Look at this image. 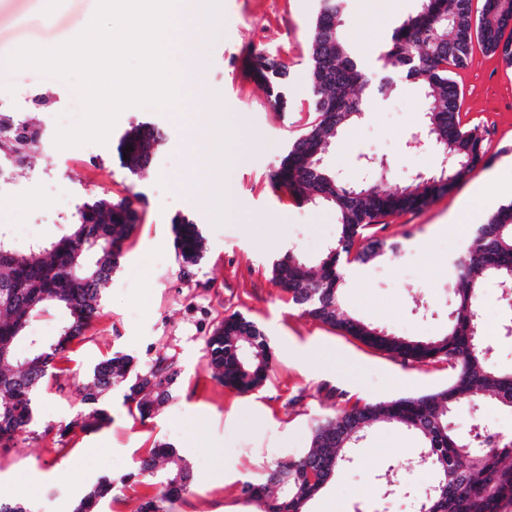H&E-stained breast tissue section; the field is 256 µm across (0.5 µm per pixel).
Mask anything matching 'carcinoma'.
<instances>
[{"mask_svg": "<svg viewBox=\"0 0 512 512\" xmlns=\"http://www.w3.org/2000/svg\"><path fill=\"white\" fill-rule=\"evenodd\" d=\"M346 0H318L308 40L314 113L305 128L290 138L278 165L269 173L271 187L301 204L331 207L336 212V240L313 269L288 249L271 262L272 280L286 292L301 314L332 326L386 352L402 363L448 365V385L419 396L354 404L318 421L308 449L266 467L257 482H246L242 494L258 512H306L309 501L350 462L353 448L379 424L411 431L423 440L420 456L434 474L431 488L418 496L420 512H507L512 506V437L489 451L464 448L472 438L458 436L450 415L462 399L512 408V371L493 368L488 343L480 332L481 285L487 278L512 280V203L484 217L471 235L450 284L454 309L445 334L430 339L400 336L347 313L341 302L345 265L367 264L397 245L376 238L370 229L390 216L418 212L448 193L485 158L486 145L459 116L460 92L452 70L465 67L471 44L498 55L512 67V37L504 31L512 19L505 0H483L474 13L473 0H419L403 18L377 56L372 71L353 56L342 33ZM249 75L262 86L271 106L288 110V65L254 49ZM413 80L425 99L420 133L413 151L430 149L450 155L447 170L417 177L396 192L341 177L326 162V149L346 126L364 112L366 91L386 96L401 79ZM38 127L11 112H0V166L20 169L36 156ZM166 144L165 133L151 121H139L117 139L116 154L132 175L148 169ZM134 193L120 199L94 197L77 207L66 231L57 239L34 242L17 251L0 235V448H12L17 437L32 442L48 438L66 450L69 438L91 433L112 420L107 397L119 391L129 411L145 420L174 398L181 375L177 360L158 350L142 365L115 352L100 360L76 388L78 409L65 421L37 424L35 403L50 376L70 372L69 352L96 319L103 291L125 255V244L140 221ZM173 247L183 277L202 258L205 239L200 225L186 216L172 219ZM49 307L62 313L56 336L31 334L34 319ZM212 377L240 393L261 386L273 363L263 330L241 313L222 320L204 338ZM151 481L155 493L135 512H172L189 493L192 475L173 446L160 442L147 450L133 477ZM288 481V494L270 495ZM117 483L100 477L80 499L74 512H99L114 499Z\"/></svg>", "mask_w": 512, "mask_h": 512, "instance_id": "1", "label": "carcinoma"}]
</instances>
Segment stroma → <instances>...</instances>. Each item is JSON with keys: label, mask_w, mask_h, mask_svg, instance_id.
<instances>
[{"label": "stroma", "mask_w": 512, "mask_h": 512, "mask_svg": "<svg viewBox=\"0 0 512 512\" xmlns=\"http://www.w3.org/2000/svg\"><path fill=\"white\" fill-rule=\"evenodd\" d=\"M97 0H0V104L41 124L54 136V113L77 114L78 103L62 81L32 70L13 72L3 59L20 45L53 46L76 36L91 20ZM316 0H223L218 34L198 25L184 35L206 64L201 75L210 94L186 99L187 119L136 107L125 109L112 137L145 115L165 128L166 146L153 166L130 175L112 159V145L89 144L40 156L18 171L17 185L38 174L47 179L39 196L0 200V222L26 224L30 233L14 237L18 250L30 241L53 240L66 229L62 197L79 205L95 195L119 199L142 196V222L126 245L125 257L103 295L102 307L83 342L74 346L70 369L83 375L95 363L121 351L145 361L156 350L174 355L182 374L175 398L154 419L132 416L120 395H112L111 422L73 436L64 453L51 444L19 442L0 455V497L24 499L30 512H72L75 502L99 476L121 478L132 471L155 442L174 446L189 464L193 483L173 512H255L241 494L243 482L259 479L272 462L308 448L316 420L353 404L435 392L448 383V366L402 364L340 330L301 313L271 280V260L294 249L318 266L336 239L333 210L298 204L273 191L269 171L287 140L312 115L308 39ZM418 0H348L344 36L365 63H374L381 44ZM285 61L294 108L277 112L245 73L251 49ZM464 126L483 136L491 162L472 176L481 191L467 198L469 182L415 214L386 218L376 234L400 245L355 268L342 290L344 308L365 323L404 336L434 337L448 328L449 254L459 251L466 230L512 182V67L474 45L469 65L454 70ZM425 100L417 85L401 83L390 95L369 99L367 108L332 145L330 164L348 179L366 178L365 157L385 158L379 186L395 191L417 174L438 168L439 156L410 151L408 142L422 121ZM223 113L216 126L215 113ZM236 145L228 159L230 196L195 169V155L215 138ZM182 214L200 224L205 237L201 260L191 279H183L173 248L171 219ZM485 316L503 331L493 342L491 364L512 370V282L483 285ZM239 312L264 331L274 353L267 381L239 394L214 380L206 368L203 338L225 316ZM73 379H52L36 401L39 421L58 423L78 407ZM496 426L512 437V410L464 400L451 426L462 437L474 425ZM422 448L416 434L393 426L377 429L355 459L309 502L308 512H355L358 503L385 496L382 477H396L415 493L430 488L432 472L415 465Z\"/></svg>", "instance_id": "1"}]
</instances>
